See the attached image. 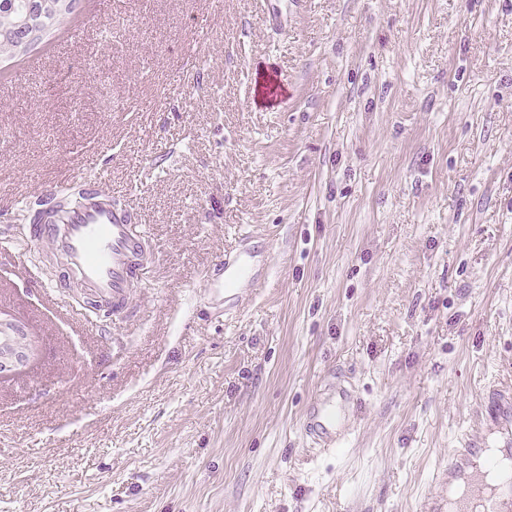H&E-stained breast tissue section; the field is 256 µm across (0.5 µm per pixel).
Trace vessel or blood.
<instances>
[{"instance_id": "vessel-or-blood-1", "label": "vessel or blood", "mask_w": 512, "mask_h": 512, "mask_svg": "<svg viewBox=\"0 0 512 512\" xmlns=\"http://www.w3.org/2000/svg\"><path fill=\"white\" fill-rule=\"evenodd\" d=\"M82 189L81 205L46 215L39 235L63 256L69 271L89 293L119 310L127 305L144 242L133 230L128 213L97 183L83 182ZM353 405L347 388L329 386L311 405L303 424L306 436L320 449L339 450L353 428L349 418ZM511 414L512 390L495 389L490 391L480 418L495 423ZM480 445L475 435L449 455V479L461 476L464 462ZM483 512H512L511 478L493 490Z\"/></svg>"}]
</instances>
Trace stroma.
<instances>
[{
	"instance_id": "obj_1",
	"label": "stroma",
	"mask_w": 512,
	"mask_h": 512,
	"mask_svg": "<svg viewBox=\"0 0 512 512\" xmlns=\"http://www.w3.org/2000/svg\"><path fill=\"white\" fill-rule=\"evenodd\" d=\"M82 177L145 237L114 313L23 214ZM0 316V512H448L512 387V0H76L0 61ZM29 343L12 324L0 320V372L11 370L22 362ZM354 404V397L347 388L330 385L307 413L303 424L306 436L320 449H342L343 441L353 428L349 414ZM512 405V390L493 389L488 396V403L482 407L480 418L482 421H491L492 423L510 417V408ZM480 440L481 433H478L465 441L462 448H455L453 453L448 456V485L464 472L465 467L462 465L465 461L467 463L477 448L483 445Z\"/></svg>"
}]
</instances>
